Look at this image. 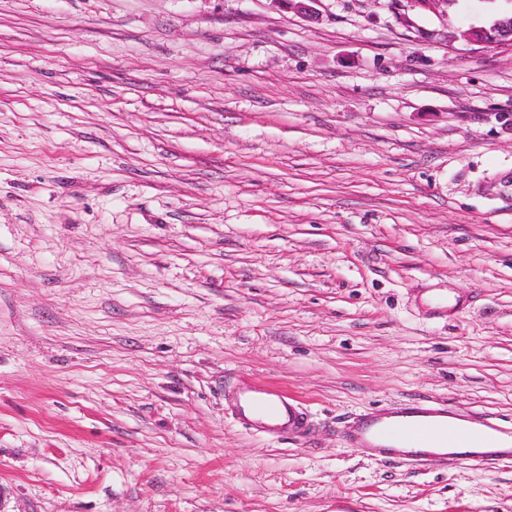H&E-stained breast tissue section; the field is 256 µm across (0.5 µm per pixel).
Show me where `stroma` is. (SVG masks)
Here are the masks:
<instances>
[{
  "mask_svg": "<svg viewBox=\"0 0 512 512\" xmlns=\"http://www.w3.org/2000/svg\"><path fill=\"white\" fill-rule=\"evenodd\" d=\"M390 2L0 0V512H512L339 436L512 423V50L453 38L512 0ZM224 396L232 418L265 438L302 439L313 426V415L301 401L267 384L239 380Z\"/></svg>",
  "mask_w": 512,
  "mask_h": 512,
  "instance_id": "stroma-1",
  "label": "stroma"
}]
</instances>
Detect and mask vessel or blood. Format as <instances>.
Segmentation results:
<instances>
[{
	"label": "vessel or blood",
	"instance_id": "1",
	"mask_svg": "<svg viewBox=\"0 0 512 512\" xmlns=\"http://www.w3.org/2000/svg\"><path fill=\"white\" fill-rule=\"evenodd\" d=\"M232 418L275 440L302 439L313 415L298 399L267 384L241 380L225 395ZM345 444L375 459L414 466L512 460V426L437 399L405 400L355 414L342 429Z\"/></svg>",
	"mask_w": 512,
	"mask_h": 512
}]
</instances>
